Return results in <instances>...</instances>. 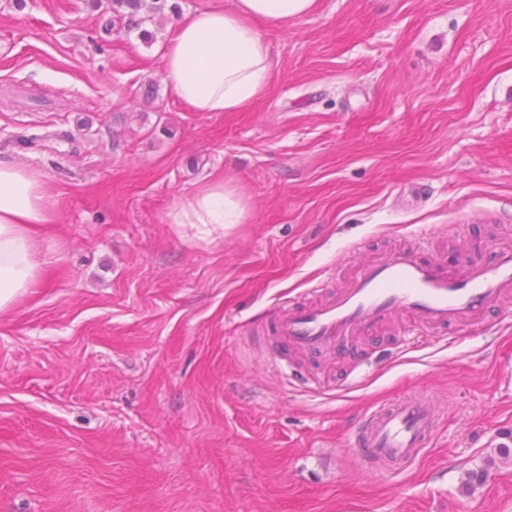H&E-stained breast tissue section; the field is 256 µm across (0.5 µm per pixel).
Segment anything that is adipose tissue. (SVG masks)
I'll return each mask as SVG.
<instances>
[{
    "mask_svg": "<svg viewBox=\"0 0 512 512\" xmlns=\"http://www.w3.org/2000/svg\"><path fill=\"white\" fill-rule=\"evenodd\" d=\"M314 0H233L186 14L163 56L174 94L197 112H234L261 96L274 59L252 27L255 19L279 22L310 11ZM245 205L217 179L201 186L188 204L168 216L180 235L212 242L228 224L242 223ZM50 218L47 190L34 172L0 163V311L37 282L44 256L35 241Z\"/></svg>",
    "mask_w": 512,
    "mask_h": 512,
    "instance_id": "ef3b65f1",
    "label": "adipose tissue"
}]
</instances>
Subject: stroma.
<instances>
[{
  "instance_id": "1",
  "label": "stroma",
  "mask_w": 512,
  "mask_h": 512,
  "mask_svg": "<svg viewBox=\"0 0 512 512\" xmlns=\"http://www.w3.org/2000/svg\"><path fill=\"white\" fill-rule=\"evenodd\" d=\"M138 32L91 0H0V163L41 176L42 277L0 312V512H512V325L393 317L349 352L284 348L270 309L333 299L427 232L445 265L512 245V0H315L258 21L275 60L236 112L167 84L175 0ZM223 179L247 209L207 243L167 216ZM424 392L436 436L401 474L351 426ZM495 456H489L484 463L483 467L471 470L466 474V480L463 483L465 490L469 492L475 491L478 487H481L486 480L488 474V468L496 465V460L512 461V448L508 445H502L494 450ZM497 456V457H496Z\"/></svg>"
}]
</instances>
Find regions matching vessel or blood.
Returning a JSON list of instances; mask_svg holds the SVG:
<instances>
[{"mask_svg": "<svg viewBox=\"0 0 512 512\" xmlns=\"http://www.w3.org/2000/svg\"><path fill=\"white\" fill-rule=\"evenodd\" d=\"M422 242L363 264L331 302L288 304L273 315L283 344L311 354L349 338L374 333L394 314L410 323L406 345H415L425 328L472 324L512 293V248L487 264L457 268L425 259ZM441 409L429 396L412 395L367 414L354 432L355 450L370 465L398 470L426 448Z\"/></svg>", "mask_w": 512, "mask_h": 512, "instance_id": "obj_1", "label": "vessel or blood"}]
</instances>
